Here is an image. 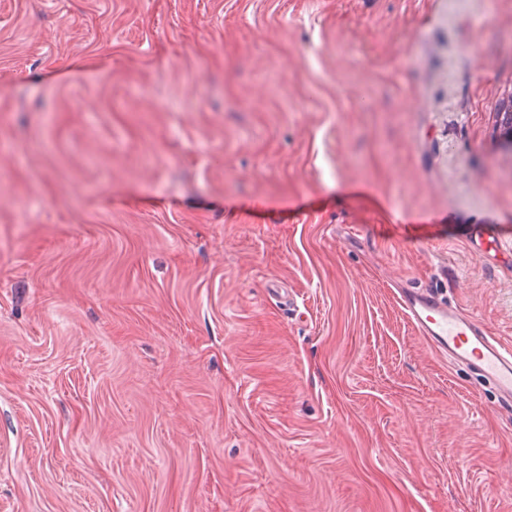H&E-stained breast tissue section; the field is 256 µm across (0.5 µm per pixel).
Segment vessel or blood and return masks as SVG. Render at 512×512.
Here are the masks:
<instances>
[{"mask_svg":"<svg viewBox=\"0 0 512 512\" xmlns=\"http://www.w3.org/2000/svg\"><path fill=\"white\" fill-rule=\"evenodd\" d=\"M399 304L419 336L491 385L500 406L512 408V350L488 336L474 317L446 303L433 290H403Z\"/></svg>","mask_w":512,"mask_h":512,"instance_id":"obj_1","label":"vessel or blood"}]
</instances>
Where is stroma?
I'll list each match as a JSON object with an SVG mask.
<instances>
[{"label": "stroma", "instance_id": "obj_1", "mask_svg": "<svg viewBox=\"0 0 512 512\" xmlns=\"http://www.w3.org/2000/svg\"><path fill=\"white\" fill-rule=\"evenodd\" d=\"M510 93L512 0H0V512H512L396 294L512 346Z\"/></svg>", "mask_w": 512, "mask_h": 512}]
</instances>
